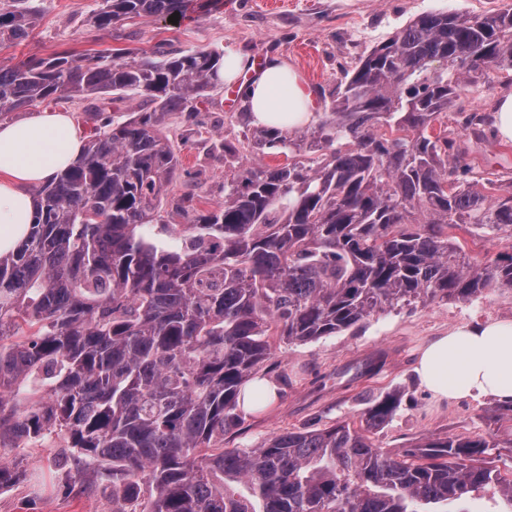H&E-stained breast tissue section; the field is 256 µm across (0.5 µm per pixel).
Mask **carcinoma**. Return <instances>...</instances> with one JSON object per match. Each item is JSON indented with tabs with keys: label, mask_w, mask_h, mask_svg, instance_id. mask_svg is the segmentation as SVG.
I'll return each mask as SVG.
<instances>
[{
	"label": "carcinoma",
	"mask_w": 512,
	"mask_h": 512,
	"mask_svg": "<svg viewBox=\"0 0 512 512\" xmlns=\"http://www.w3.org/2000/svg\"><path fill=\"white\" fill-rule=\"evenodd\" d=\"M216 6L103 0L92 24L125 39V20ZM36 23L28 0H12L0 41ZM159 54L93 63L62 51L0 67V120L48 99L140 97L36 189L27 237L0 252V450L63 435L74 465L59 484H109L112 512H418L490 487L512 512V479L483 464L485 441L436 437L393 457L343 423L224 448L270 337L312 342L412 302L512 291V251L479 263L443 232L466 224L512 241V185L468 179V150L439 122L464 86L512 69V9L412 19L302 135L254 130L286 163L241 170L222 205L179 230L157 219L179 165L158 127L209 102L221 52ZM486 121L473 112L463 129L479 141ZM383 365L367 358L351 381ZM396 407L374 400L367 427Z\"/></svg>",
	"instance_id": "cac0c4a2"
}]
</instances>
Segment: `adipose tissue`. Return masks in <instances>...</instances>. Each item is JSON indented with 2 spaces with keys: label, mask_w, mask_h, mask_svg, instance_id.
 Masks as SVG:
<instances>
[{
  "label": "adipose tissue",
  "mask_w": 512,
  "mask_h": 512,
  "mask_svg": "<svg viewBox=\"0 0 512 512\" xmlns=\"http://www.w3.org/2000/svg\"><path fill=\"white\" fill-rule=\"evenodd\" d=\"M219 76L236 84L257 124L292 131L316 118L312 90L281 58L258 67L232 54ZM82 147L66 112L0 123V252L27 236L34 221L33 189L67 168ZM415 372L441 400L492 396L512 403V320L462 324L434 337L421 348Z\"/></svg>",
  "instance_id": "ef3b65f1"
}]
</instances>
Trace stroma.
<instances>
[{
    "label": "stroma",
    "mask_w": 512,
    "mask_h": 512,
    "mask_svg": "<svg viewBox=\"0 0 512 512\" xmlns=\"http://www.w3.org/2000/svg\"><path fill=\"white\" fill-rule=\"evenodd\" d=\"M38 21L20 44L0 42V66L14 67L30 55L49 56L70 50L111 60L117 47L134 49L152 57L158 44L176 50L218 49L241 53L253 60L270 56L288 62L314 93L317 112L329 106L338 85L361 57L385 41L417 15L448 11L479 16L512 8V0H228L227 6L188 14L180 22L151 18L126 21L135 32L132 41L114 40L111 33L90 26L101 0H35ZM228 84L216 83L210 103L193 119L172 113L162 125L163 134L180 146V167L169 200L160 213L169 223H179L172 199L187 197L188 208L205 211L224 200V180L234 174L225 164L223 141L240 149L248 167L274 166L285 158L274 155L247 136L256 124L245 114L240 98H228ZM512 91V71L490 72L488 79L465 86L448 126L459 129L461 114H494L504 93ZM138 97L113 103L111 111L88 120V101H53L12 113L23 121L40 112H69L81 136L93 133L96 123L121 120L136 109ZM468 160L473 178L487 173L512 183V144L501 142L495 131L471 143ZM512 320V292L494 290L460 301H429L369 317L362 327L308 343H284L272 337L270 377L279 387V400L263 412H248L237 432L224 437L228 448H256L272 436L287 431L318 430L347 422L359 424L371 399L397 393L401 404L391 420L370 432L371 442L395 454L434 436L486 440L494 445L486 462L503 477L512 476V447H500L506 425L497 420L498 402L492 397L439 401L418 381L414 366L419 349L449 328L478 321ZM384 355L385 365L371 378L345 387L339 373L349 363ZM66 442L52 436L42 446L22 454L9 453L4 461L17 466L21 476L0 490V512H112V495L101 488L90 493L62 494L55 475Z\"/></svg>",
    "instance_id": "1"
}]
</instances>
